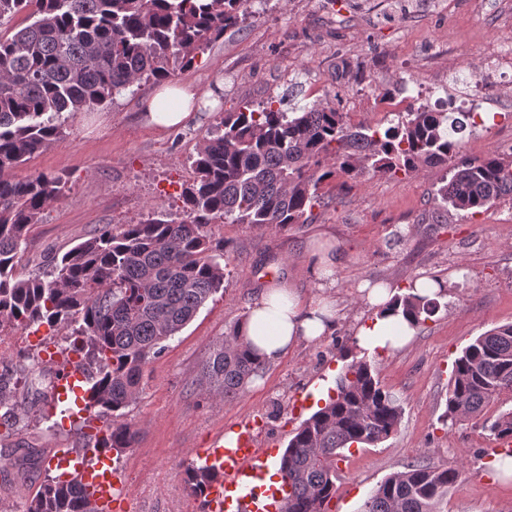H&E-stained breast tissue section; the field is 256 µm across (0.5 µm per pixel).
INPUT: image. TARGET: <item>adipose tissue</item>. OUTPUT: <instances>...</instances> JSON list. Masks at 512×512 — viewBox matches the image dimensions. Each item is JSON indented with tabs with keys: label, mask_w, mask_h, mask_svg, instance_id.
Returning <instances> with one entry per match:
<instances>
[{
	"label": "adipose tissue",
	"mask_w": 512,
	"mask_h": 512,
	"mask_svg": "<svg viewBox=\"0 0 512 512\" xmlns=\"http://www.w3.org/2000/svg\"><path fill=\"white\" fill-rule=\"evenodd\" d=\"M358 293L372 310L368 322L357 330L358 345L368 352L390 350L408 344L417 327L398 305L395 287L360 284ZM336 309L330 296L304 298L299 290L275 282L261 290L241 324L246 342L264 362L280 360L300 343L333 332Z\"/></svg>",
	"instance_id": "ef3b65f1"
}]
</instances>
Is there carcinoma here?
Instances as JSON below:
<instances>
[{"mask_svg":"<svg viewBox=\"0 0 512 512\" xmlns=\"http://www.w3.org/2000/svg\"><path fill=\"white\" fill-rule=\"evenodd\" d=\"M250 7L251 0H0V26L21 12L30 19L0 33V329L20 321L55 330L80 320L68 351L96 368L92 412L103 434L95 447L106 453L133 447L137 431L123 417L142 390L146 365L224 288V243L208 234L211 221L260 230L304 224L321 198L319 185L339 172L408 175L423 165L450 168L436 190L446 212L475 214L512 196V158H460L454 134L480 126L474 112L458 118L420 105L394 113L382 128L354 125L329 104L287 112L272 100L258 109L246 103L218 115L197 148L193 180L182 192L184 219L107 224L52 258L51 270L17 275L33 227L68 187L60 176L18 178L14 170L63 136L64 113L191 65ZM401 302L418 326L440 308L415 294ZM265 368L236 324L210 350L201 384L230 401ZM504 391L512 392V324L486 332L454 360L443 425L482 417L494 437L512 435V408L485 417ZM401 418L400 402L373 364L346 365L336 392L288 442L279 467L290 488L284 512H325L342 450L383 442ZM212 477L204 465L184 469L194 495ZM464 479L460 468L412 464L381 482L363 512H439ZM26 512L95 510L77 482L51 477Z\"/></svg>","mask_w":512,"mask_h":512,"instance_id":"cac0c4a2","label":"carcinoma"}]
</instances>
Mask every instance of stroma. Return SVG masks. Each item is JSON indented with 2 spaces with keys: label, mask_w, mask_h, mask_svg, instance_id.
I'll list each match as a JSON object with an SVG mask.
<instances>
[{
  "label": "stroma",
  "mask_w": 512,
  "mask_h": 512,
  "mask_svg": "<svg viewBox=\"0 0 512 512\" xmlns=\"http://www.w3.org/2000/svg\"><path fill=\"white\" fill-rule=\"evenodd\" d=\"M499 0H421L413 15L392 11L390 0H253L237 27L199 53L192 66L177 69L174 83L190 87L199 102L180 129L149 121L147 107L156 84L69 117L61 139L16 171L63 176L69 189L42 214L16 272L45 270L49 256L63 254L102 225L136 224L163 214L183 215L182 191L192 179L190 158L215 125L217 111H238L279 99L285 110L312 103L352 113L353 123L387 125L391 115L379 100L415 94L426 64L455 63L434 97H461L483 71L488 41L512 39L497 17ZM512 138V118L464 133V157L480 158ZM444 167H420L408 175L339 176L320 186V206L307 223L281 230L246 224H209L224 241V288L146 368L138 399L125 419L138 431L118 467L130 512H204L183 482L193 449L206 447L230 422L259 415L261 444L286 448L300 421L296 398L334 383L344 365L362 357L357 327L371 311L356 288L363 281L407 285L414 274L447 279L445 304L419 327L406 346L375 353L377 376L403 408L399 426L382 443L343 450L336 469V494L327 512H363L377 486L411 463L460 466L464 481L448 492L444 512H512V481L486 476L493 436L481 421L462 419L443 427L453 360L478 336L512 323V200L501 199L482 213L436 217L434 192ZM325 235L336 248L328 290L336 303L333 335L301 343L267 365L257 381L226 401L198 386L210 348L243 319L259 287L282 281L304 297L319 288L310 240ZM34 330L8 327L0 354V382L10 393V425H0V512H24L49 476L58 475V449L82 448L81 424L62 426L63 414L50 395L33 398L19 384L21 373L38 376L32 360ZM36 448L42 462L18 466V448Z\"/></svg>",
  "instance_id": "obj_1"
}]
</instances>
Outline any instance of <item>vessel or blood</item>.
<instances>
[{
	"mask_svg": "<svg viewBox=\"0 0 512 512\" xmlns=\"http://www.w3.org/2000/svg\"><path fill=\"white\" fill-rule=\"evenodd\" d=\"M88 376L80 366L62 368L53 397L71 405L70 416L87 419ZM264 426L258 416L241 418L218 434L210 448L200 451L214 477L205 488L206 512H282L287 486L270 485L265 475L277 455L276 449L261 447L257 437ZM71 479L84 488L95 512H121L125 498L122 479L111 457L86 451L69 459Z\"/></svg>",
	"mask_w": 512,
	"mask_h": 512,
	"instance_id": "obj_1",
	"label": "vessel or blood"
}]
</instances>
